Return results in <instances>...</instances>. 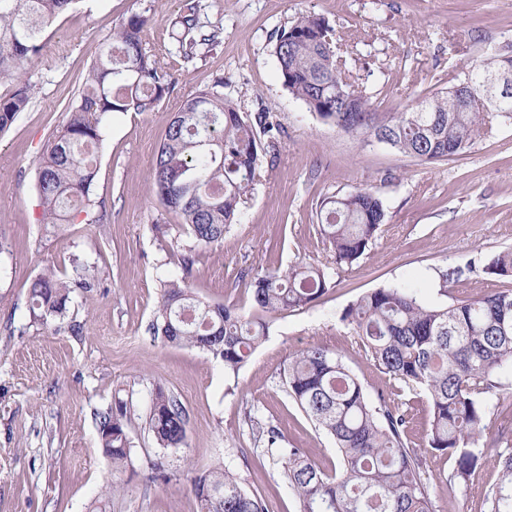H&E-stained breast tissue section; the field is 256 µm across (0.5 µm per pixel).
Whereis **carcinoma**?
I'll list each match as a JSON object with an SVG mask.
<instances>
[{
  "label": "carcinoma",
  "instance_id": "1",
  "mask_svg": "<svg viewBox=\"0 0 512 512\" xmlns=\"http://www.w3.org/2000/svg\"><path fill=\"white\" fill-rule=\"evenodd\" d=\"M78 0H0V135L27 109L36 85L29 66L47 29ZM150 18L133 14L102 44L86 82L65 107L67 121L45 142L37 168V194L46 224H88L105 219L93 183L114 112H151L174 85L173 58L188 63L219 43L200 0H183L171 20L170 45L150 41ZM274 54L283 86L321 120L350 136L368 135L421 161L467 151L493 128L512 125V95L482 100L483 76L512 61V44L488 61L467 65L448 89L420 98L403 112L374 111L377 92L350 80L347 60L337 55L336 31L324 18L303 14L278 34ZM282 128L268 111L255 121L224 96V79L183 101L168 123L151 171L159 206L180 218L185 275L163 282L152 324L164 344L198 349L236 373L266 340L275 315L319 299L333 282L331 268L356 264L384 223L382 201L369 188L325 198L320 234L330 264L297 262L251 277L252 311L199 297L189 280L197 249L219 250L224 233L239 221L241 205L259 176L261 154L275 158ZM77 276L63 280L47 269L29 289L33 322L66 316L71 294L98 286L95 267L75 257ZM485 271L512 276V250L487 260ZM360 346L390 379L418 389L430 409V448L455 460L451 479L467 483L479 460L476 449L488 427L498 372L512 365V289L427 305L411 288H379L363 295L344 315ZM288 395L331 435L340 457L330 475L303 448H288L279 428L258 426L266 451L282 463L283 477L298 501L297 512H435L424 478L425 462L409 446L411 418L404 403L378 396L370 401L339 354L306 347L284 368ZM159 447L187 444L181 404L162 387L152 395L147 418ZM100 448L112 470L131 461L126 403L98 412ZM499 481L486 493L488 512H512V448L497 451ZM200 512H267L236 474L217 463L191 478Z\"/></svg>",
  "mask_w": 512,
  "mask_h": 512
}]
</instances>
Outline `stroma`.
Instances as JSON below:
<instances>
[{
  "label": "stroma",
  "mask_w": 512,
  "mask_h": 512,
  "mask_svg": "<svg viewBox=\"0 0 512 512\" xmlns=\"http://www.w3.org/2000/svg\"><path fill=\"white\" fill-rule=\"evenodd\" d=\"M220 42L183 64L156 109L113 114L95 178L104 224L42 223L35 173L47 137L66 119L89 64L132 14L151 17L148 38L166 43V19L181 0H79L46 31L30 75L36 93L0 136V512H197L192 471L221 462L268 512H296L281 465L259 449L253 420L278 426L290 447L306 449L327 471L339 465L335 442L285 391L289 354L321 345L342 355L369 399L385 394L409 406L408 438L426 458L436 512H487L483 497L499 473L493 447H481L471 485L450 481L454 461L427 446V408L389 380L357 344L343 312L364 294L414 285L431 305L512 287L484 261L512 249V125H495L467 153L422 162L368 137L323 122L282 86L274 55L279 30L315 14L334 26L354 73L375 60L376 107L399 112L448 87L465 65L512 42V0H204ZM224 79V94L245 115L268 110L285 132L274 164H262L253 195L221 251H199L191 274L203 299L251 308L250 276L303 260L324 263L317 226L323 199L371 187L386 210L367 254L333 271V288L316 302L277 316L267 340L238 374L187 347L164 345L151 329L160 283L185 275L180 251L157 221L151 164L170 116L191 94ZM94 264L99 285L72 293L64 319L35 324L29 287L43 269L75 278L73 256ZM461 272L440 296L439 273ZM497 407L487 437L512 438V367L497 377ZM188 415L187 445L159 448L146 424L156 388ZM123 401L132 463L113 471L98 441L97 411ZM161 461L166 480L149 462ZM116 484L107 492L108 484Z\"/></svg>",
  "instance_id": "35a3bbf8"
}]
</instances>
